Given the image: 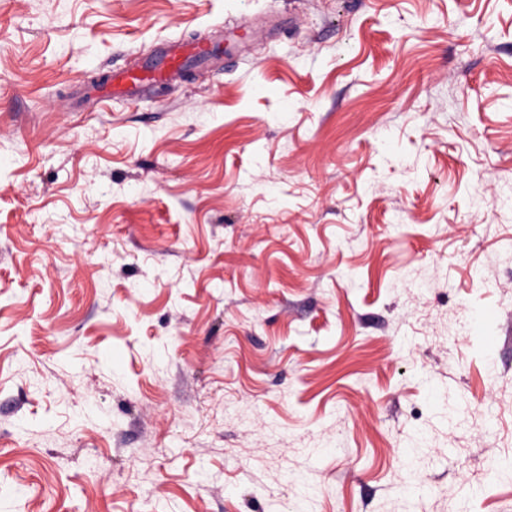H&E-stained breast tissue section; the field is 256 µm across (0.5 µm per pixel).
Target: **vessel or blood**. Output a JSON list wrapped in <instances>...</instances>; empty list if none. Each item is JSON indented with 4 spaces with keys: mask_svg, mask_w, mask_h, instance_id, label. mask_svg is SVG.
<instances>
[{
    "mask_svg": "<svg viewBox=\"0 0 512 512\" xmlns=\"http://www.w3.org/2000/svg\"><path fill=\"white\" fill-rule=\"evenodd\" d=\"M214 52V44L207 41L171 43L149 62L135 68L111 72L107 80L96 87L95 92L106 99L134 98L141 88L170 81L187 63L208 60Z\"/></svg>",
    "mask_w": 512,
    "mask_h": 512,
    "instance_id": "vessel-or-blood-1",
    "label": "vessel or blood"
}]
</instances>
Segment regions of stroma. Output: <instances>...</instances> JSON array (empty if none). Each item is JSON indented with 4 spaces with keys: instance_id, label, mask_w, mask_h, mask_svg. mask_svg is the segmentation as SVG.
Returning a JSON list of instances; mask_svg holds the SVG:
<instances>
[{
    "instance_id": "1",
    "label": "stroma",
    "mask_w": 512,
    "mask_h": 512,
    "mask_svg": "<svg viewBox=\"0 0 512 512\" xmlns=\"http://www.w3.org/2000/svg\"><path fill=\"white\" fill-rule=\"evenodd\" d=\"M490 460L512 0H0V512H512ZM215 45L207 41L171 43L149 62L136 68L112 71L107 80L95 88V92L106 99H132L145 86L175 78L187 63L210 59L215 52Z\"/></svg>"
}]
</instances>
